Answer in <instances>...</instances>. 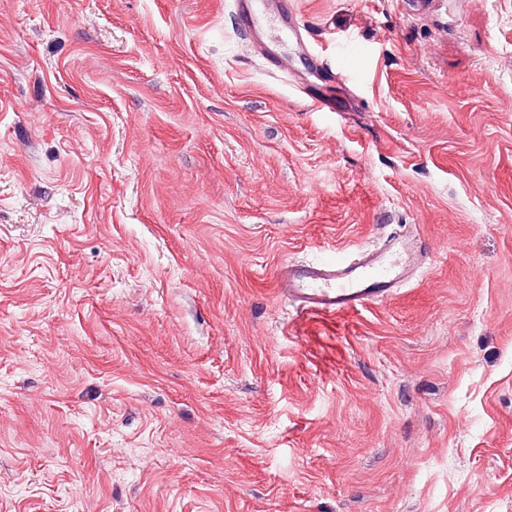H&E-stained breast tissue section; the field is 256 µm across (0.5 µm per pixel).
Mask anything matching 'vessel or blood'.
<instances>
[{"label": "vessel or blood", "instance_id": "vessel-or-blood-1", "mask_svg": "<svg viewBox=\"0 0 512 512\" xmlns=\"http://www.w3.org/2000/svg\"><path fill=\"white\" fill-rule=\"evenodd\" d=\"M234 6L241 25L251 29L252 43L270 70L287 71L283 45H307L297 17L271 8L268 0H234ZM423 259L410 237L390 236L380 245L349 255H329L312 264L284 263L276 280L282 296L303 315L354 312L392 298Z\"/></svg>", "mask_w": 512, "mask_h": 512}]
</instances>
